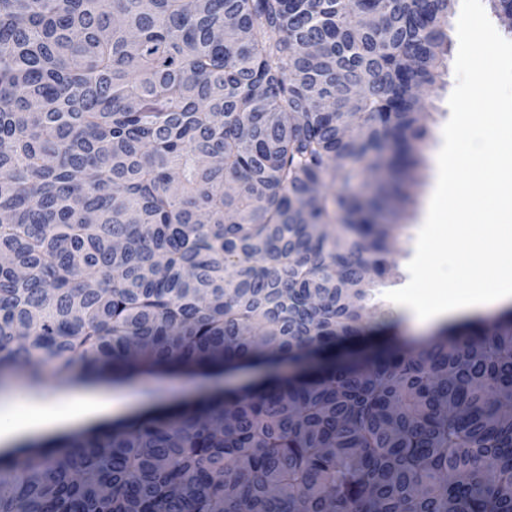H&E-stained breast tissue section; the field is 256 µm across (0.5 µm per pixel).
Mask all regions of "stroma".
<instances>
[{
	"label": "stroma",
	"instance_id": "obj_1",
	"mask_svg": "<svg viewBox=\"0 0 512 512\" xmlns=\"http://www.w3.org/2000/svg\"><path fill=\"white\" fill-rule=\"evenodd\" d=\"M457 51V30L452 27L448 30V53L443 58L434 83L425 93L427 134L422 154L421 177L414 189L408 215L401 220L396 232V252L393 256L395 268L390 276L373 288L365 310L370 326L394 327L398 336L411 344L423 343L435 333L436 328L418 319L409 308L387 300L386 294L404 287L409 281L408 264L415 255L417 236L427 218L430 199L437 183V157L443 146V128L450 118L448 99L456 85L454 63ZM147 388L155 389L165 399H192L204 392L205 384L193 375H170L142 380L129 387L130 393L136 396L135 401L128 407L129 412L133 413L145 407L146 401L142 392Z\"/></svg>",
	"mask_w": 512,
	"mask_h": 512
}]
</instances>
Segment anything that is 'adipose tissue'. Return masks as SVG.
<instances>
[{"label":"adipose tissue","instance_id":"adipose-tissue-1","mask_svg":"<svg viewBox=\"0 0 512 512\" xmlns=\"http://www.w3.org/2000/svg\"><path fill=\"white\" fill-rule=\"evenodd\" d=\"M14 399L15 409L0 412V448L5 450L30 439L108 422L123 414L125 404L124 399L105 400L82 389L44 400L19 390Z\"/></svg>","mask_w":512,"mask_h":512}]
</instances>
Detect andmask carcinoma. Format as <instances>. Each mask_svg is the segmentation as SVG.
<instances>
[{"mask_svg":"<svg viewBox=\"0 0 512 512\" xmlns=\"http://www.w3.org/2000/svg\"><path fill=\"white\" fill-rule=\"evenodd\" d=\"M450 14L0 0V389L260 372L0 451V512H512L511 314L337 351L394 267Z\"/></svg>","mask_w":512,"mask_h":512,"instance_id":"carcinoma-1","label":"carcinoma"}]
</instances>
